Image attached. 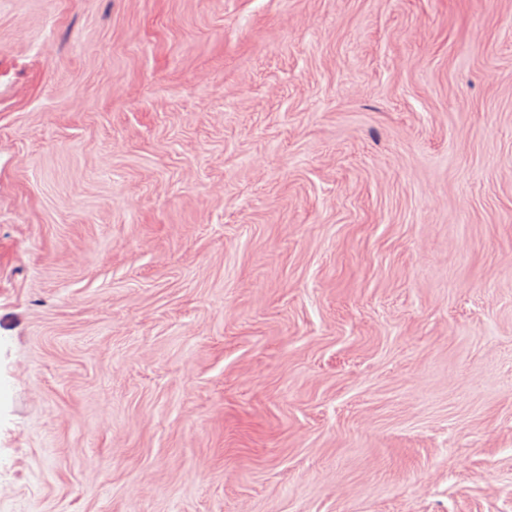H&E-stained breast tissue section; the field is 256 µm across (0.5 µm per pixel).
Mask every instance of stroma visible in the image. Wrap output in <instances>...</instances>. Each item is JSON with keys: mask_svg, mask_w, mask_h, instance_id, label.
Returning a JSON list of instances; mask_svg holds the SVG:
<instances>
[{"mask_svg": "<svg viewBox=\"0 0 512 512\" xmlns=\"http://www.w3.org/2000/svg\"><path fill=\"white\" fill-rule=\"evenodd\" d=\"M0 512H512V0H0Z\"/></svg>", "mask_w": 512, "mask_h": 512, "instance_id": "1", "label": "stroma"}]
</instances>
